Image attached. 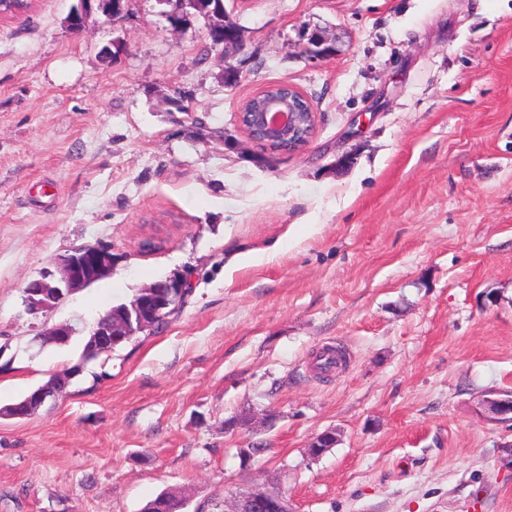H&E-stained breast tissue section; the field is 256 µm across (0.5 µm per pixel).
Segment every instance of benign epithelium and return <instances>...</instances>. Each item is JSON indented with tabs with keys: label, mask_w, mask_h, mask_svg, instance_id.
Listing matches in <instances>:
<instances>
[{
	"label": "benign epithelium",
	"mask_w": 512,
	"mask_h": 512,
	"mask_svg": "<svg viewBox=\"0 0 512 512\" xmlns=\"http://www.w3.org/2000/svg\"><path fill=\"white\" fill-rule=\"evenodd\" d=\"M31 0H0V18L25 11ZM219 19L209 25L208 35L217 37L215 46L230 44L241 50L245 44L244 30L231 21L227 12L217 13ZM301 53L309 60H321L337 51L336 38L325 31H315L300 44ZM237 124L247 140L267 150L294 152L303 149L313 138L317 113L312 104L295 86L281 82L265 86L248 95L237 113ZM56 272L29 282L25 288V304L31 311L53 308L50 298L62 300L112 273V249L105 246H84L54 260ZM189 290L187 281L172 279L168 290L156 284L145 287L131 306L119 313H107L91 330L93 352L114 350L127 336L128 321L135 317L141 325H155L171 313ZM489 412L500 420L512 421V396L486 401ZM336 432L325 431L316 436L309 447L317 453L333 448ZM228 512H293L290 499L279 489L258 485L238 496Z\"/></svg>",
	"instance_id": "1"
}]
</instances>
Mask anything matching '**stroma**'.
<instances>
[{
	"instance_id": "35a3bbf8",
	"label": "stroma",
	"mask_w": 512,
	"mask_h": 512,
	"mask_svg": "<svg viewBox=\"0 0 512 512\" xmlns=\"http://www.w3.org/2000/svg\"><path fill=\"white\" fill-rule=\"evenodd\" d=\"M78 3L0 21V407L85 366L0 417V512L167 490L224 512L257 484L295 512H512V422L484 405L512 393V0H224L229 61L193 9L125 0L75 30ZM307 28L336 54L300 56ZM279 82L317 112L297 152L237 125ZM98 245L111 276L25 314L29 281ZM180 275L163 326L96 361L37 341ZM328 346L347 368L315 371Z\"/></svg>"
}]
</instances>
